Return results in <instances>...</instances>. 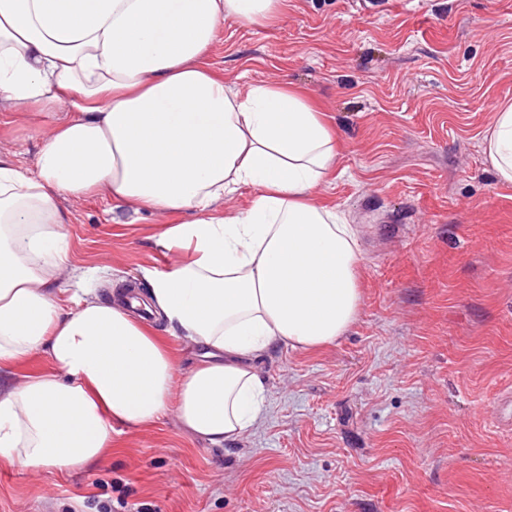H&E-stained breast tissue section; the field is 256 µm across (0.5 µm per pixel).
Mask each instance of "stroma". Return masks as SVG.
<instances>
[{
  "label": "stroma",
  "instance_id": "stroma-1",
  "mask_svg": "<svg viewBox=\"0 0 512 512\" xmlns=\"http://www.w3.org/2000/svg\"><path fill=\"white\" fill-rule=\"evenodd\" d=\"M207 61L239 89L299 87L335 127L317 200L359 228L360 315L335 344L256 361L267 416L244 439L116 421L83 470L0 464V512H96L98 493L143 512H512V185L482 149L512 103V0H288L270 26L222 21ZM50 130L0 125V154L33 167ZM60 206L72 287L109 302L177 260L155 234L181 214Z\"/></svg>",
  "mask_w": 512,
  "mask_h": 512
}]
</instances>
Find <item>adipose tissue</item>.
I'll list each match as a JSON object with an SVG mask.
<instances>
[{
    "mask_svg": "<svg viewBox=\"0 0 512 512\" xmlns=\"http://www.w3.org/2000/svg\"><path fill=\"white\" fill-rule=\"evenodd\" d=\"M286 0H0V102L55 116L33 168L0 155V463L78 471L112 452V424L175 414L219 446L264 419L255 360L336 342L362 307L356 225L317 204L337 136L291 84L238 89L205 58L225 19L262 26ZM512 184V104L484 133ZM254 189L233 215L224 197ZM97 196L190 213L157 238L183 258L149 278L152 326L122 303L67 296L59 206ZM201 348L179 369L168 336ZM45 353L50 369L20 374Z\"/></svg>",
    "mask_w": 512,
    "mask_h": 512,
    "instance_id": "1",
    "label": "adipose tissue"
}]
</instances>
